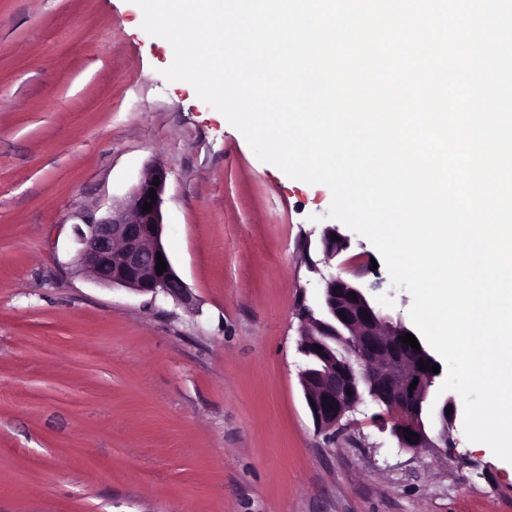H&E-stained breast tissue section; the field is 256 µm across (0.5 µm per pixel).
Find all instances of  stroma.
<instances>
[{"label": "stroma", "instance_id": "stroma-1", "mask_svg": "<svg viewBox=\"0 0 512 512\" xmlns=\"http://www.w3.org/2000/svg\"><path fill=\"white\" fill-rule=\"evenodd\" d=\"M134 0H0V512H512V465L455 425L397 447L367 400L318 431L299 312L360 271L392 316L411 297L332 194L261 161ZM168 173L164 241L195 297L95 283L80 229ZM333 235H337L339 240H334ZM321 244L324 254L327 258H335L345 251L349 246L348 239L339 233L336 225L327 227L322 234Z\"/></svg>", "mask_w": 512, "mask_h": 512}]
</instances>
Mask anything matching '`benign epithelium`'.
I'll return each mask as SVG.
<instances>
[{
  "instance_id": "1",
  "label": "benign epithelium",
  "mask_w": 512,
  "mask_h": 512,
  "mask_svg": "<svg viewBox=\"0 0 512 512\" xmlns=\"http://www.w3.org/2000/svg\"><path fill=\"white\" fill-rule=\"evenodd\" d=\"M159 185H153V181ZM167 170L156 164L140 181L124 206L105 220L80 232L78 264L93 281L139 294L159 295L190 308L194 298L172 265L163 243V195ZM155 189L157 200L149 197ZM152 211H143L144 204ZM322 249L334 258L349 246L334 226L323 231ZM167 269L158 274L157 256ZM355 296H349V293ZM369 316H364V313ZM299 352L315 361L316 368L301 369L305 402L318 429L335 432L343 419L368 396L390 416V434L397 447L446 448L455 425L456 402L440 392L432 371H422L418 360L437 363L415 329L378 306L356 280L332 276L325 280L317 310L303 308ZM411 333L420 350L402 343ZM414 390H409L413 380ZM416 434L407 441L405 431Z\"/></svg>"
}]
</instances>
